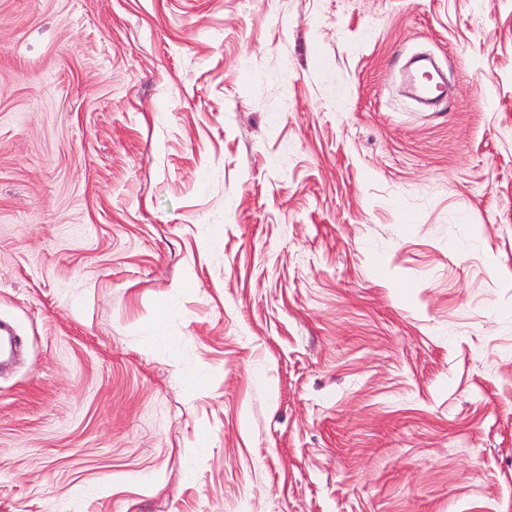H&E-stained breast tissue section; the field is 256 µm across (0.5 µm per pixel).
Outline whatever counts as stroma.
<instances>
[{
	"label": "stroma",
	"mask_w": 512,
	"mask_h": 512,
	"mask_svg": "<svg viewBox=\"0 0 512 512\" xmlns=\"http://www.w3.org/2000/svg\"><path fill=\"white\" fill-rule=\"evenodd\" d=\"M0 320V512H512V0H0Z\"/></svg>",
	"instance_id": "1"
}]
</instances>
